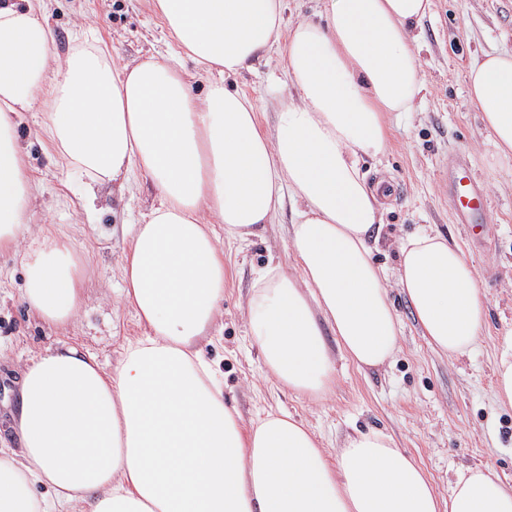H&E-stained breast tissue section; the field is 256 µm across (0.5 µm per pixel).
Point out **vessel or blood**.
<instances>
[{
    "mask_svg": "<svg viewBox=\"0 0 512 512\" xmlns=\"http://www.w3.org/2000/svg\"><path fill=\"white\" fill-rule=\"evenodd\" d=\"M448 183V201L457 223L483 227L490 215V198L470 162L463 154H455L438 170Z\"/></svg>",
    "mask_w": 512,
    "mask_h": 512,
    "instance_id": "vessel-or-blood-1",
    "label": "vessel or blood"
}]
</instances>
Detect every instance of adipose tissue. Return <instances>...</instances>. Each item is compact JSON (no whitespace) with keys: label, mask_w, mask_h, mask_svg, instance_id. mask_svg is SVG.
I'll list each match as a JSON object with an SVG mask.
<instances>
[{"label":"adipose tissue","mask_w":512,"mask_h":512,"mask_svg":"<svg viewBox=\"0 0 512 512\" xmlns=\"http://www.w3.org/2000/svg\"><path fill=\"white\" fill-rule=\"evenodd\" d=\"M155 13L209 81L194 92L179 58L119 63L76 44L54 53L43 0H0V250L30 230L34 186L15 118L45 111V135L96 188L147 175L159 203L133 228L123 304L145 325L118 364L62 344L22 371L19 453L0 456V512H512V485L483 469L441 495L381 432H354L329 455L303 423L269 412L247 423L198 342L224 301V257L209 225L246 241L296 203L287 247L298 272L270 263L254 279L251 336L269 374L317 397L335 357L387 363L400 326L388 279L407 295L429 346L448 357L478 341L485 304L463 250L426 228L399 244L396 275L373 258L383 207L367 160L387 117L424 88L415 31L432 0H323L322 23L283 24V0H153ZM277 57L284 100L266 130L252 98L228 85ZM495 148L512 153V52L467 73ZM23 299L45 321L81 299L74 248L42 234L23 256ZM336 337L329 351L324 330Z\"/></svg>","instance_id":"ef3b65f1"}]
</instances>
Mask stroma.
Wrapping results in <instances>:
<instances>
[{"instance_id": "obj_1", "label": "stroma", "mask_w": 512, "mask_h": 512, "mask_svg": "<svg viewBox=\"0 0 512 512\" xmlns=\"http://www.w3.org/2000/svg\"><path fill=\"white\" fill-rule=\"evenodd\" d=\"M46 16L59 54H67L77 28L92 31L94 43L122 61L174 55L178 48L152 11V0H46ZM425 89L418 108L394 117L382 162H369V182L394 188L383 226L373 245L375 260L398 264V243L430 225L472 259L478 286L487 300L482 335L465 356L451 360L428 346L413 309L399 288L389 290L397 312L400 351L391 364L361 370L337 360L335 382L312 400L268 375L262 353L246 327L256 273L278 254L295 273L287 249L292 204H285L260 237L241 242L214 225L224 253L222 315L202 340L204 355L216 362L224 399L244 421L279 410L302 421L329 450L353 430L377 429L413 457L441 493L458 473L491 467L512 480V407L495 397V368L505 333L512 331V155L495 149L478 108L467 93L466 71L477 55L512 50V0H433V11L418 29ZM275 60L241 71L239 88L257 104L261 122L273 129L280 99L288 94L277 80ZM45 113H24L17 133L38 184L31 213L33 228L70 238L77 253L82 300L77 315L62 325L45 322L22 299L26 271L18 253L0 250V448H20L13 427L21 368L32 352L65 342L95 354L108 368L120 359L127 339L146 335L131 308L118 304L124 286L121 265L131 227L158 202L149 177L137 176L129 190L104 184L97 193L95 223L84 221L81 195L70 185V171L47 145L41 127ZM465 152L491 198L484 231L453 221L448 188L436 172L455 152Z\"/></svg>"}]
</instances>
